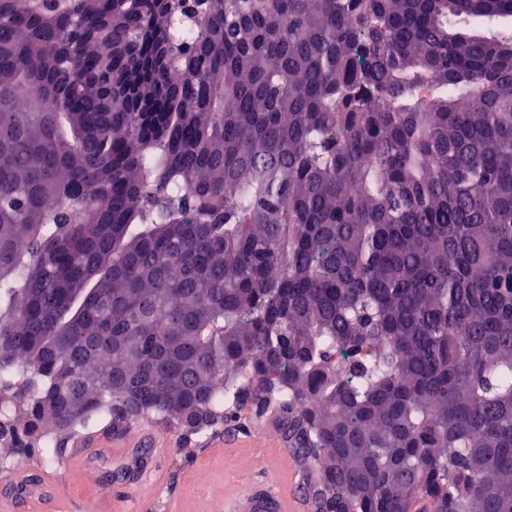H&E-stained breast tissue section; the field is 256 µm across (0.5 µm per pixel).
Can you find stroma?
Here are the masks:
<instances>
[{
	"label": "stroma",
	"mask_w": 512,
	"mask_h": 512,
	"mask_svg": "<svg viewBox=\"0 0 512 512\" xmlns=\"http://www.w3.org/2000/svg\"><path fill=\"white\" fill-rule=\"evenodd\" d=\"M242 420L247 429L239 434L241 443L229 447L220 428L199 438H186L163 425L140 423L125 433L123 440L127 443L149 432L170 447L160 463L167 482L145 495L141 512H170L174 507L179 512H219L225 494L257 481L290 492L292 480L280 462L285 452L280 435L250 414H243ZM109 433L103 423L80 428L61 457L38 465V472L56 479L53 497L43 502L41 512H121L122 504L113 496V475L124 464L111 449H103L88 468L70 464L72 453L86 438Z\"/></svg>",
	"instance_id": "stroma-1"
}]
</instances>
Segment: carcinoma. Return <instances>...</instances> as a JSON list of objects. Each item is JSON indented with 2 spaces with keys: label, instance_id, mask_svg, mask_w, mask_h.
<instances>
[{
  "label": "carcinoma",
  "instance_id": "cac0c4a2",
  "mask_svg": "<svg viewBox=\"0 0 512 512\" xmlns=\"http://www.w3.org/2000/svg\"><path fill=\"white\" fill-rule=\"evenodd\" d=\"M510 21L0 0V441L250 404L330 512H512Z\"/></svg>",
  "mask_w": 512,
  "mask_h": 512
}]
</instances>
